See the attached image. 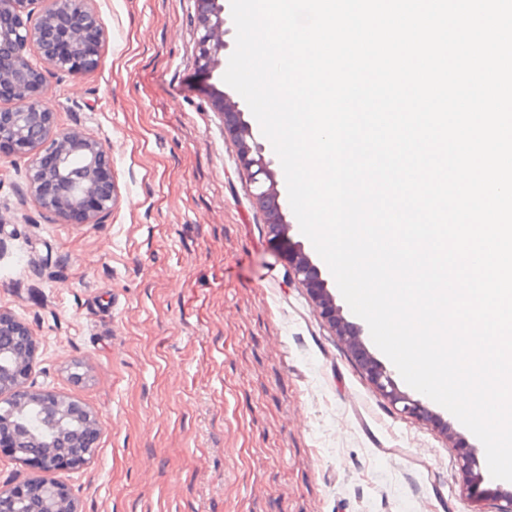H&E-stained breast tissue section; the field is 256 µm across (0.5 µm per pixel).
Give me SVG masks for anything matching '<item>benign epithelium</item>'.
<instances>
[{
  "mask_svg": "<svg viewBox=\"0 0 512 512\" xmlns=\"http://www.w3.org/2000/svg\"><path fill=\"white\" fill-rule=\"evenodd\" d=\"M37 19L30 13L31 0H0V86L11 92V105L0 107V143L11 146L15 155L26 159V195L44 212L65 222L97 224L99 217L114 208L117 199L112 183V158L105 145L79 127L58 129L55 113L44 104L46 72L49 69L75 77L91 74L98 57L87 53V46L109 41L110 31L93 7V0H41ZM197 17L201 71L213 76L220 66L224 49V4L221 0H198ZM36 51L34 61L31 51ZM224 126L242 137L244 113L224 108ZM239 161L250 173L254 197L260 206L273 210L267 228L288 256L295 276L317 301L321 314L350 343L356 359L376 389L400 412L422 420L432 414L420 400L399 390L392 374L364 347L359 331L339 314L334 297L320 269L290 236L284 199L277 190L265 188L270 180L272 159L256 140L239 142ZM36 353V338L28 332L15 345L0 349V430L11 431L12 453L25 454L27 448L40 449L41 478L19 473L0 483V512H19V505L32 499L25 487L36 486L37 512H79L70 490L54 481L62 449H75L79 464L94 457L88 437L98 432V421L91 410L71 397L54 392L35 391L27 383ZM38 410L56 431L53 436L17 430L27 412ZM460 468L468 476V496L479 507L489 495L482 488L484 478L474 452H461Z\"/></svg>",
  "mask_w": 512,
  "mask_h": 512,
  "instance_id": "obj_1",
  "label": "benign epithelium"
}]
</instances>
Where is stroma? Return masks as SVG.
Segmentation results:
<instances>
[{
	"label": "stroma",
	"mask_w": 512,
	"mask_h": 512,
	"mask_svg": "<svg viewBox=\"0 0 512 512\" xmlns=\"http://www.w3.org/2000/svg\"><path fill=\"white\" fill-rule=\"evenodd\" d=\"M94 5L98 68L48 74L45 103L109 147L117 206L59 223L0 150V310L36 338L29 384L99 422L56 479L81 512H472L477 438L434 402L440 424L401 415L271 241L198 0ZM460 468L468 476L469 488L468 496L474 503V506L481 509L482 501L490 494L489 489L481 488L484 478L480 472L479 462L474 456V452L464 450L461 452Z\"/></svg>",
	"instance_id": "obj_1"
}]
</instances>
